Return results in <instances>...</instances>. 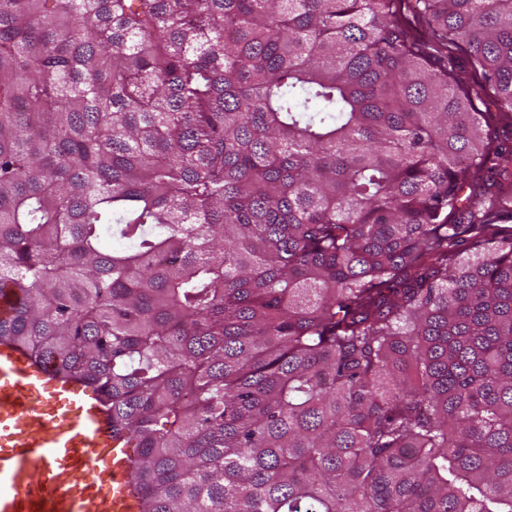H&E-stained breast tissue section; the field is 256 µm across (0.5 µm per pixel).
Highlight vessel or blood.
I'll return each instance as SVG.
<instances>
[{
	"label": "vessel or blood",
	"instance_id": "vessel-or-blood-1",
	"mask_svg": "<svg viewBox=\"0 0 512 512\" xmlns=\"http://www.w3.org/2000/svg\"><path fill=\"white\" fill-rule=\"evenodd\" d=\"M129 454L90 391L0 345V512H138Z\"/></svg>",
	"mask_w": 512,
	"mask_h": 512
}]
</instances>
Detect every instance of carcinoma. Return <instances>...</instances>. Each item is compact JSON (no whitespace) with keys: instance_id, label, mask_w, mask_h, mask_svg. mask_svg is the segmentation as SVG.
Segmentation results:
<instances>
[{"instance_id":"carcinoma-1","label":"carcinoma","mask_w":512,"mask_h":512,"mask_svg":"<svg viewBox=\"0 0 512 512\" xmlns=\"http://www.w3.org/2000/svg\"><path fill=\"white\" fill-rule=\"evenodd\" d=\"M484 96L512 0H0V342L98 396L140 512H512Z\"/></svg>"}]
</instances>
